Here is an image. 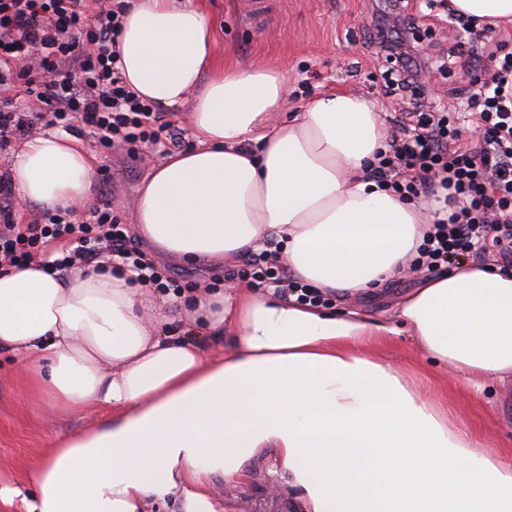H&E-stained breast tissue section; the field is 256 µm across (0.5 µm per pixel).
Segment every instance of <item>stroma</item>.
Returning a JSON list of instances; mask_svg holds the SVG:
<instances>
[{"instance_id":"obj_1","label":"stroma","mask_w":512,"mask_h":512,"mask_svg":"<svg viewBox=\"0 0 512 512\" xmlns=\"http://www.w3.org/2000/svg\"><path fill=\"white\" fill-rule=\"evenodd\" d=\"M201 5L213 24L216 52L225 66L262 65L286 73L293 93L284 107L288 113L340 92L363 96L387 120L409 111V93L386 86L394 64L371 40L373 26L382 16L407 27L415 48L433 57L452 58L449 72L416 77L426 98L451 110L471 88L467 60L457 55L453 26L417 0H201ZM80 140L91 153L95 170L110 175L109 182L95 180L94 193L111 194L115 214L123 224H132L138 188L161 164V156L143 147L133 159L123 148L106 157L93 135L82 134ZM423 278V273L406 269L385 288L344 301L333 298L323 307L340 313L357 306L373 317L390 318ZM367 351L407 370L423 391L435 393L452 422L512 461L511 379L484 395H473L463 389L455 370L418 351L405 330L371 342ZM99 415L96 409L64 414L38 405L27 390L24 363L1 356L0 485L24 486L29 469L54 440L90 427ZM274 466L273 452L265 450L252 459L239 483L228 485L223 477H215L219 512H304L301 491L278 479Z\"/></svg>"}]
</instances>
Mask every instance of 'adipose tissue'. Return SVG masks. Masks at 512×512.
Listing matches in <instances>:
<instances>
[{
  "label": "adipose tissue",
  "mask_w": 512,
  "mask_h": 512,
  "mask_svg": "<svg viewBox=\"0 0 512 512\" xmlns=\"http://www.w3.org/2000/svg\"><path fill=\"white\" fill-rule=\"evenodd\" d=\"M448 2L512 26V0ZM117 46L144 99L192 103L195 148L168 156L136 201L131 231L156 251L196 263L273 249L294 278L346 298L416 256L429 214L365 177L386 139L374 104L340 93L282 117L285 75L224 68L199 0H131ZM10 173L21 205L45 208H83L95 179L62 132L27 139ZM402 325L467 387L512 379V272L486 264L429 276L391 321L248 284L160 300L127 272L0 269V354L25 363L49 407L108 410L57 440L26 489L0 487V504L145 512L179 494L184 512H218L214 477L239 481L270 449L309 512H512V464L366 353ZM204 336L229 342L209 356Z\"/></svg>",
  "instance_id": "obj_1"
}]
</instances>
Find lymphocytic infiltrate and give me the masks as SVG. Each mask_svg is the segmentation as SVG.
<instances>
[{
	"label": "lymphocytic infiltrate",
	"instance_id": "lymphocytic-infiltrate-1",
	"mask_svg": "<svg viewBox=\"0 0 512 512\" xmlns=\"http://www.w3.org/2000/svg\"><path fill=\"white\" fill-rule=\"evenodd\" d=\"M126 0H0V151L30 135L48 107L50 122L69 132H90L104 154L116 147L149 146L168 154L181 138L153 102L130 88L114 48ZM462 33L484 46V67L458 112H431L421 100L396 117L385 151L366 173L399 199L426 197L436 204L413 270L436 271L466 258L497 252L512 265V51L492 26L475 30L472 18L449 11ZM477 141L462 143L464 129ZM16 195L8 172L0 171V267H22L33 259L59 271L86 266L101 253L122 260L139 282L165 293L174 286L131 239L102 199L85 217L56 208L15 223ZM61 257H54L52 245ZM258 284H272L299 301L321 303V295L288 275L277 259L254 263Z\"/></svg>",
	"mask_w": 512,
	"mask_h": 512
}]
</instances>
